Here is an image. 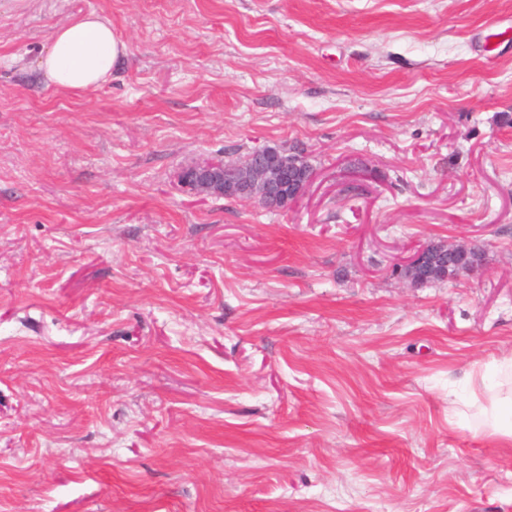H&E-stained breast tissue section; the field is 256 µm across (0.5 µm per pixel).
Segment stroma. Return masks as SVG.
<instances>
[{
    "instance_id": "1",
    "label": "stroma",
    "mask_w": 512,
    "mask_h": 512,
    "mask_svg": "<svg viewBox=\"0 0 512 512\" xmlns=\"http://www.w3.org/2000/svg\"><path fill=\"white\" fill-rule=\"evenodd\" d=\"M261 146L286 208L178 182ZM511 396L512 0H0V512H512ZM126 56L110 22L91 12L56 28L37 66L56 89L82 95L105 83ZM471 248L465 244L445 242L430 243L419 250L405 265L408 279L412 284L427 276L460 275L472 272L476 268L473 263ZM426 271V274L423 272ZM414 280V281H412ZM509 415L507 418L503 416V403L493 407L489 420L490 430L493 434L499 436L506 445L512 444V401H508Z\"/></svg>"
}]
</instances>
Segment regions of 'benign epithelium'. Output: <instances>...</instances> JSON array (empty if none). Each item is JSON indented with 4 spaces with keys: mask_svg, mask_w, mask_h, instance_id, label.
Segmentation results:
<instances>
[{
    "mask_svg": "<svg viewBox=\"0 0 512 512\" xmlns=\"http://www.w3.org/2000/svg\"><path fill=\"white\" fill-rule=\"evenodd\" d=\"M244 166L239 171L216 160L195 162L182 168L179 181L199 196L239 201L261 199L278 210L299 198L314 179L313 170L294 166L272 147L256 149ZM475 268L470 247L445 242L424 246L404 265L411 281L433 275L465 274Z\"/></svg>",
    "mask_w": 512,
    "mask_h": 512,
    "instance_id": "1",
    "label": "benign epithelium"
}]
</instances>
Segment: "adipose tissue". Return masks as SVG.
Listing matches in <instances>:
<instances>
[{"mask_svg": "<svg viewBox=\"0 0 512 512\" xmlns=\"http://www.w3.org/2000/svg\"><path fill=\"white\" fill-rule=\"evenodd\" d=\"M126 55L110 22L91 12L54 30L38 68L56 89L81 95L105 83Z\"/></svg>", "mask_w": 512, "mask_h": 512, "instance_id": "obj_1", "label": "adipose tissue"}]
</instances>
